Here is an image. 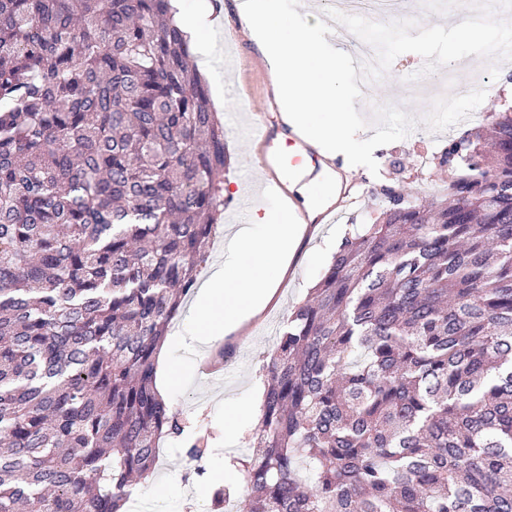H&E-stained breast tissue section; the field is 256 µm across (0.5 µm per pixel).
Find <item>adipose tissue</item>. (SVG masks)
Instances as JSON below:
<instances>
[{"mask_svg": "<svg viewBox=\"0 0 512 512\" xmlns=\"http://www.w3.org/2000/svg\"><path fill=\"white\" fill-rule=\"evenodd\" d=\"M245 32L262 48L274 75L275 94L293 132L348 170L364 164L359 143L341 131L353 109L344 51L330 44L329 28L289 19L280 0H248L241 15ZM294 206L252 215L225 249L210 279L199 288L182 330L185 346L225 338L262 311L280 283L286 261L303 232L293 223Z\"/></svg>", "mask_w": 512, "mask_h": 512, "instance_id": "obj_1", "label": "adipose tissue"}]
</instances>
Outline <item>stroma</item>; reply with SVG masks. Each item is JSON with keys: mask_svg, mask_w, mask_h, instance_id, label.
<instances>
[{"mask_svg": "<svg viewBox=\"0 0 512 512\" xmlns=\"http://www.w3.org/2000/svg\"><path fill=\"white\" fill-rule=\"evenodd\" d=\"M259 57L256 46L240 34L225 43L223 51L214 52L208 58L206 82L210 93H222L226 99L241 105L235 124L224 127V141L230 154L227 177L242 181L243 192L224 199V212L210 248L209 261L202 265L197 276L202 283L211 277L213 263L224 252L233 227L241 224L248 211L264 207L266 201L260 187L265 175L261 149L238 136L236 125H248L258 117L275 130L278 140L287 138L271 94L270 74L252 68L253 60ZM415 73L419 74L418 67L411 62L403 64L400 70L388 71L381 81L363 90L356 109L364 117H371L376 106L389 104V89L406 85L408 76ZM419 76L423 92L403 96L399 102L400 108L416 117L418 124L406 138L374 150L378 174H371L364 167L349 172L343 170L342 160H335V167L343 171V183L348 191L347 196L338 195L332 200L341 211V218L334 223L310 227L277 293L260 317L254 319L249 337L241 342L236 358L228 363L229 375L222 384H207L198 374L200 364L212 353V346L187 351L179 339L185 317L180 314L174 319L166 343L178 375L168 400L193 427L223 436L226 409L235 406L244 410L250 406L254 379L271 353L289 310L302 302L309 289L322 278L337 243L350 226L373 222L380 209L383 188L394 189L418 204L447 198L448 183L458 165L457 158L448 155V147L451 141L471 140L476 134L486 133L496 112L503 109L505 99L500 90L504 82H512V67L494 73L485 88L470 86L468 94L460 98V105L476 106L485 111L482 120L465 125L461 124L459 113L438 112L436 102L425 90L427 84L434 82V74ZM188 463V458L179 451L163 447L154 472L155 485L143 497L139 512H183V503L190 496L209 502L208 482L183 481Z\"/></svg>", "mask_w": 512, "mask_h": 512, "instance_id": "obj_1", "label": "stroma"}]
</instances>
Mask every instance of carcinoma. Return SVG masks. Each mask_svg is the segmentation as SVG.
I'll return each instance as SVG.
<instances>
[{
  "mask_svg": "<svg viewBox=\"0 0 512 512\" xmlns=\"http://www.w3.org/2000/svg\"><path fill=\"white\" fill-rule=\"evenodd\" d=\"M171 0H0V512H120L229 156ZM386 194L263 366L249 512H512V113Z\"/></svg>",
  "mask_w": 512,
  "mask_h": 512,
  "instance_id": "cac0c4a2",
  "label": "carcinoma"
}]
</instances>
